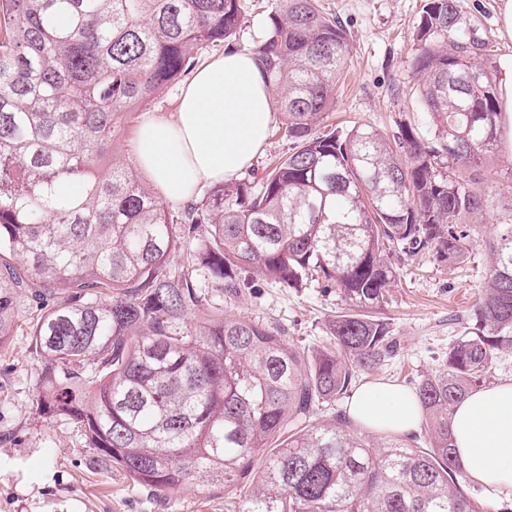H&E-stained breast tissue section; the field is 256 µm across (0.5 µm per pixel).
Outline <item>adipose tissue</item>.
Segmentation results:
<instances>
[{
    "mask_svg": "<svg viewBox=\"0 0 512 512\" xmlns=\"http://www.w3.org/2000/svg\"><path fill=\"white\" fill-rule=\"evenodd\" d=\"M271 95L249 53L229 52L196 70L171 117L139 128L135 164L163 196L185 202L205 183L235 179L252 165L273 122ZM350 420L371 432H417L415 393L391 382L358 388L347 404ZM455 455L464 475L512 499V382L471 393L452 416Z\"/></svg>",
    "mask_w": 512,
    "mask_h": 512,
    "instance_id": "ef3b65f1",
    "label": "adipose tissue"
}]
</instances>
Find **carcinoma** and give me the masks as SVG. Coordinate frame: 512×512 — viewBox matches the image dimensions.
<instances>
[{"label": "carcinoma", "instance_id": "obj_1", "mask_svg": "<svg viewBox=\"0 0 512 512\" xmlns=\"http://www.w3.org/2000/svg\"><path fill=\"white\" fill-rule=\"evenodd\" d=\"M279 2L249 52L293 152L172 213L113 143L211 49H233L249 0H0V345L31 336L34 411L67 418L93 465L158 494L202 480L233 512H483L459 481L451 419L512 352V217L485 242L482 300L417 385L424 444H375L316 415L395 351L372 315L391 259L456 263L467 220L493 206L479 175L500 144L498 70L462 37L457 0H425L411 69L434 136L405 123L316 135L351 45L317 0ZM250 269L338 292L333 344L305 351L224 317L217 293L239 294Z\"/></svg>", "mask_w": 512, "mask_h": 512}]
</instances>
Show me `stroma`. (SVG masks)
<instances>
[{
    "label": "stroma",
    "instance_id": "35a3bbf8",
    "mask_svg": "<svg viewBox=\"0 0 512 512\" xmlns=\"http://www.w3.org/2000/svg\"><path fill=\"white\" fill-rule=\"evenodd\" d=\"M319 3L344 25L351 56L336 107L317 132L363 124L389 135L408 123L430 133L416 106L419 81L410 69L424 0ZM458 9L467 38L492 50L499 72L511 69L512 39L501 33L500 0H458ZM482 177L495 206L471 218L472 245L463 262L446 266L429 254L395 260V286L377 315L388 323L397 352L360 375V383L391 381L413 390L442 365L452 336L487 285L490 259L482 242L512 214L511 146L500 145ZM248 280V288L225 299V316L283 329L306 349L327 344L329 319L347 307L336 292L282 288L254 273ZM40 365L31 337L12 336L0 344V512H226L223 492L212 487L195 483L158 496L122 472L90 464L85 438L74 424L34 413Z\"/></svg>",
    "mask_w": 512,
    "mask_h": 512
}]
</instances>
